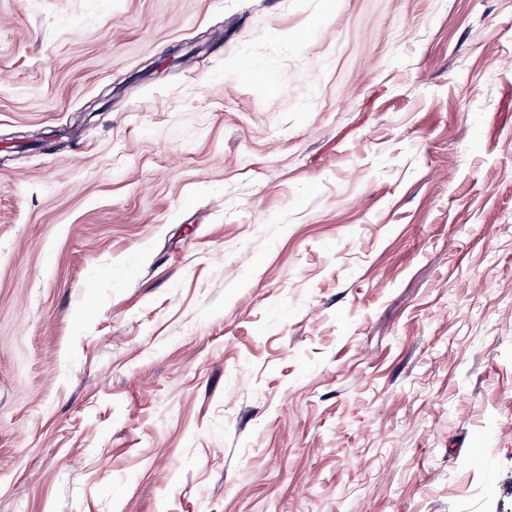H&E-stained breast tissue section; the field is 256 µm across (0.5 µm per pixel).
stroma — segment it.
Segmentation results:
<instances>
[{"instance_id": "obj_1", "label": "stroma", "mask_w": 512, "mask_h": 512, "mask_svg": "<svg viewBox=\"0 0 512 512\" xmlns=\"http://www.w3.org/2000/svg\"><path fill=\"white\" fill-rule=\"evenodd\" d=\"M0 512H512V0H0Z\"/></svg>"}]
</instances>
